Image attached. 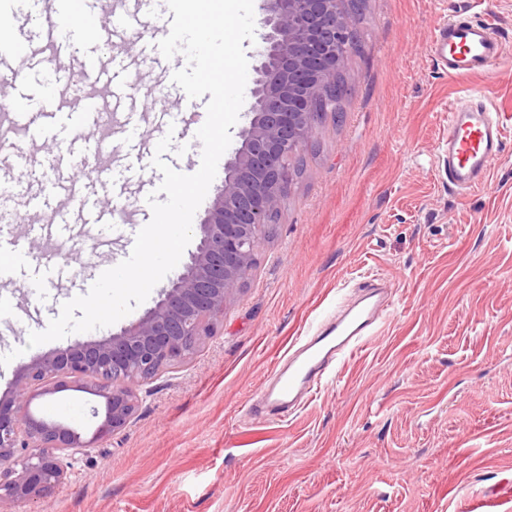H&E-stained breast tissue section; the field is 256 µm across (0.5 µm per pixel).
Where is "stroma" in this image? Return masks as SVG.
Returning <instances> with one entry per match:
<instances>
[{"instance_id":"obj_1","label":"stroma","mask_w":512,"mask_h":512,"mask_svg":"<svg viewBox=\"0 0 512 512\" xmlns=\"http://www.w3.org/2000/svg\"><path fill=\"white\" fill-rule=\"evenodd\" d=\"M464 0H368L359 55L347 68L352 88L342 122H326L304 149L281 216L257 253L252 275L226 305L212 336L189 364L137 389L131 422L70 461L66 482L38 502H6L0 512H512V0H485L482 18L501 35L506 56L479 76L451 78L434 63V29ZM41 72L18 67L0 93L41 95L59 115L54 152L7 131L0 159L28 154L60 167L84 148L86 132L66 121L101 87L65 66L49 43L36 44ZM128 62L133 90L117 103L112 136L98 147L95 196L114 212L122 236L72 224L62 249L31 241L70 279L40 301L21 281L0 283L14 297L0 319V397L22 367L76 341L131 326L159 299L116 323L28 347L62 305L82 295L103 264L130 255L143 226L139 191L112 176L127 146L123 128L141 130L143 176L158 141L172 135L166 161L191 174L201 163L194 126L176 110L185 92L133 49L122 31L97 47V68L113 55ZM481 93L504 122L499 161L488 181L461 194L448 186L442 149L448 106ZM4 207L51 223L78 199L43 195L22 178ZM376 277L393 306L376 335L339 359L318 390L283 417L247 411L296 337ZM104 400L66 389L34 398L31 413L68 423L84 438Z\"/></svg>"}]
</instances>
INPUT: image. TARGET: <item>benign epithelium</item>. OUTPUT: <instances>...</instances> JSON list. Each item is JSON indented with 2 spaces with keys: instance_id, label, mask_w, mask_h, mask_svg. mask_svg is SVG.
Here are the masks:
<instances>
[{
  "instance_id": "1",
  "label": "benign epithelium",
  "mask_w": 512,
  "mask_h": 512,
  "mask_svg": "<svg viewBox=\"0 0 512 512\" xmlns=\"http://www.w3.org/2000/svg\"><path fill=\"white\" fill-rule=\"evenodd\" d=\"M347 0H262L255 77L240 146L224 164V185L196 225L199 242L183 272L130 327L77 342L26 364L13 395L0 398V502H38L66 479L68 459L123 430L137 387L187 363L226 302L252 274L254 257L288 184V159L314 135L313 106L336 80V45L354 27ZM86 383L104 399L92 439L24 411L31 393Z\"/></svg>"
}]
</instances>
